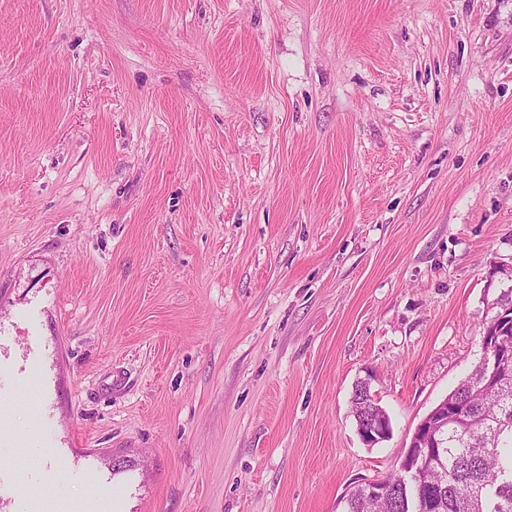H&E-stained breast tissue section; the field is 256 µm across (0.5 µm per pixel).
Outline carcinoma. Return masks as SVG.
<instances>
[{
  "mask_svg": "<svg viewBox=\"0 0 512 512\" xmlns=\"http://www.w3.org/2000/svg\"><path fill=\"white\" fill-rule=\"evenodd\" d=\"M448 398L460 402V417L448 420L435 466L411 484L387 476L383 501L351 489L342 512H405L430 496L442 501L440 512H512V369L489 383L477 364Z\"/></svg>",
  "mask_w": 512,
  "mask_h": 512,
  "instance_id": "1",
  "label": "carcinoma"
}]
</instances>
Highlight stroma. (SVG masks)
Here are the masks:
<instances>
[{
  "instance_id": "35a3bbf8",
  "label": "stroma",
  "mask_w": 512,
  "mask_h": 512,
  "mask_svg": "<svg viewBox=\"0 0 512 512\" xmlns=\"http://www.w3.org/2000/svg\"><path fill=\"white\" fill-rule=\"evenodd\" d=\"M510 287L512 0H0V512H342ZM357 432L367 446H374L385 433L382 417L366 415L362 423L357 425Z\"/></svg>"
}]
</instances>
